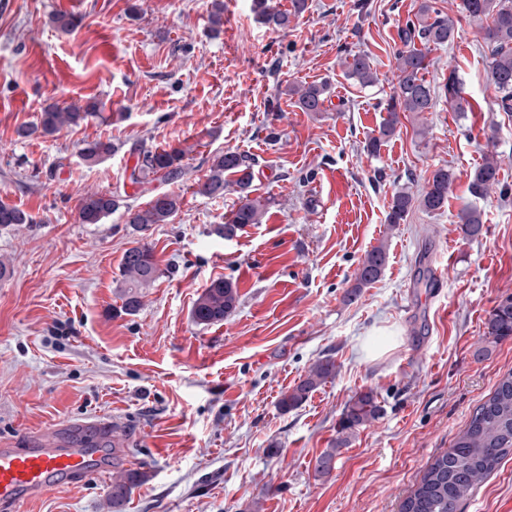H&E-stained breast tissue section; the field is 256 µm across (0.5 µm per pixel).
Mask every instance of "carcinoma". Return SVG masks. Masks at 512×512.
<instances>
[{
  "label": "carcinoma",
  "instance_id": "carcinoma-1",
  "mask_svg": "<svg viewBox=\"0 0 512 512\" xmlns=\"http://www.w3.org/2000/svg\"><path fill=\"white\" fill-rule=\"evenodd\" d=\"M255 11L261 23L276 29H286L290 14L298 15L306 8V0H292L293 12L280 10L272 0H254ZM463 17L476 24L483 32L489 54L487 77L498 96L496 105L504 112L512 113V0H463ZM51 25L64 33L72 32L78 20L72 13L56 10L50 15ZM457 22L434 9L429 0H422L414 17L408 19L400 30L403 49L395 55L397 77L396 92L385 104L387 118L381 136L372 138L368 150L378 154L383 138L391 135L400 123L401 114L431 111L437 102V94L424 73L428 70L427 54L415 47L420 42L429 48L447 45L454 39ZM347 75L362 88L372 86L376 74L369 57L353 53L346 60ZM297 96L296 105L303 112H321L329 94L325 83L294 86L288 90ZM448 104L457 112H470L473 106L462 96L461 82L453 71L442 87ZM96 106H50L41 112L39 125L18 130V136L26 138L37 132L53 135L65 127H77L84 123ZM115 146L109 140L96 139L80 149L81 158L88 164L102 161L112 155ZM184 149L144 151L139 154L135 169L140 173L159 174L169 183L183 179L182 161ZM252 159L239 152H225L214 156L210 174L205 181L197 182L195 193L207 197L224 195V177L242 193L240 203L224 222V235L231 236L238 229L260 221L263 204L249 197L254 171ZM500 162L498 155L490 152L474 171L469 184L471 194L484 196L498 182ZM453 174L442 167L434 171L427 190L416 198L406 191L396 193L390 205L388 223L399 224L416 206L427 212L441 210L448 202V191ZM180 195L160 193L142 207L125 206V223L135 231L143 232L154 224L168 223L178 212ZM121 206L114 195L94 193L79 200L77 213L81 224H100ZM34 219L27 212L0 202V227L12 224H32ZM458 224L466 238H476L483 233L484 219L480 210L465 207L458 213ZM387 260L385 244L369 251L355 274L351 294L374 283L382 274ZM160 272L153 248L140 241L129 248L122 260V276L125 282L123 308L135 312L139 307L138 289L159 278ZM239 301L235 285L222 278L213 280L197 298L192 318L199 325H212L232 315ZM512 337V295L498 301L486 321L485 339L497 343ZM336 375V363L331 358L317 361L305 377L291 391L282 395L279 406L284 412L300 406L310 392ZM382 407L371 391L357 394L345 406L338 433L344 435L365 426L380 417ZM512 454V373L502 377L490 397L473 413L466 428L459 434L448 452L436 457L428 466L417 487L404 499L401 512H459L462 501L497 466ZM142 481L138 470H124L112 481V512H122V506L132 489Z\"/></svg>",
  "mask_w": 512,
  "mask_h": 512
}]
</instances>
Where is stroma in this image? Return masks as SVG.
<instances>
[{
	"instance_id": "stroma-1",
	"label": "stroma",
	"mask_w": 512,
	"mask_h": 512,
	"mask_svg": "<svg viewBox=\"0 0 512 512\" xmlns=\"http://www.w3.org/2000/svg\"><path fill=\"white\" fill-rule=\"evenodd\" d=\"M211 3L0 0V201L34 218L0 228V444L115 415L144 474L124 512H400L512 372V338L484 339L490 311L512 294V114L492 107L483 34L462 19V0H431L458 25L429 51L426 79L456 71L474 109L442 99L407 114L374 156L366 145L394 92L398 32L420 0H307L284 31L259 24L253 0H224L217 32ZM57 9L80 18L74 32L50 24ZM357 52L369 55L374 86L347 78ZM312 83L330 87L325 111H300L288 93ZM51 103L100 114L18 137ZM97 138L116 150L86 164L80 150ZM172 146L187 150L182 182L132 183L140 151ZM491 150L500 183L473 197L471 176ZM226 151L254 158L250 196L265 203L261 222L231 237L222 225L238 188L220 199L193 189ZM441 167L454 175L445 207L388 223L393 195H421ZM170 191L178 213L142 233L119 211L78 221L92 193L143 207ZM467 206L485 221L473 240L458 225ZM140 238L162 274L129 314L120 267ZM380 244L381 276L350 297ZM217 278L236 283L237 309L196 324L194 303ZM325 357L335 377L282 411V394ZM369 390L381 417L337 446L345 405ZM331 449L334 467L320 474ZM460 508L512 512V456ZM16 512H112V478H83Z\"/></svg>"
}]
</instances>
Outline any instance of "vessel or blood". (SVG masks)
I'll use <instances>...</instances> for the list:
<instances>
[{
    "instance_id": "1",
    "label": "vessel or blood",
    "mask_w": 512,
    "mask_h": 512,
    "mask_svg": "<svg viewBox=\"0 0 512 512\" xmlns=\"http://www.w3.org/2000/svg\"><path fill=\"white\" fill-rule=\"evenodd\" d=\"M94 435L120 451L128 444L123 424L112 419L73 422L36 440L0 446V512L77 479L109 473L112 462L93 446Z\"/></svg>"
}]
</instances>
